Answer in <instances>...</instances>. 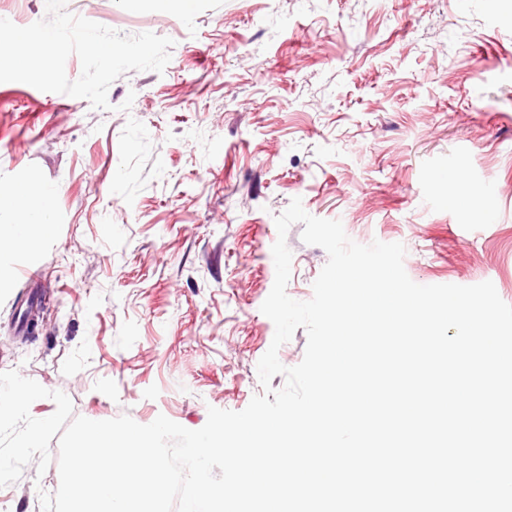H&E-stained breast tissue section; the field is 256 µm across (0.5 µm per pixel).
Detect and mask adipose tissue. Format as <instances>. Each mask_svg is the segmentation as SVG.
<instances>
[{
	"label": "adipose tissue",
	"instance_id": "ef3b65f1",
	"mask_svg": "<svg viewBox=\"0 0 512 512\" xmlns=\"http://www.w3.org/2000/svg\"><path fill=\"white\" fill-rule=\"evenodd\" d=\"M49 190L32 191L29 189L13 191L9 196H0V212L10 213L25 208L29 220L24 224H12L0 221V242H11L27 248H34L38 237L49 234L50 208Z\"/></svg>",
	"mask_w": 512,
	"mask_h": 512
}]
</instances>
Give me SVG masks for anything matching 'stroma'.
Here are the masks:
<instances>
[{"label": "stroma", "instance_id": "stroma-1", "mask_svg": "<svg viewBox=\"0 0 512 512\" xmlns=\"http://www.w3.org/2000/svg\"><path fill=\"white\" fill-rule=\"evenodd\" d=\"M121 33L173 40L110 109L0 83V190H50L35 251L0 244V372L91 420L261 393L274 325V218L293 198L360 244L399 242L421 285L492 282L512 305V0H66ZM287 234L288 295L328 260ZM41 282L29 281L32 262ZM57 463L0 487L41 512Z\"/></svg>", "mask_w": 512, "mask_h": 512}]
</instances>
